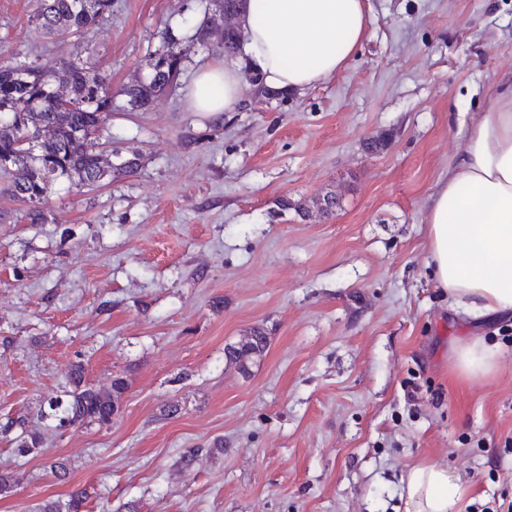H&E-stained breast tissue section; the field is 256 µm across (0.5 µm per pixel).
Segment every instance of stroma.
<instances>
[{"mask_svg": "<svg viewBox=\"0 0 512 512\" xmlns=\"http://www.w3.org/2000/svg\"><path fill=\"white\" fill-rule=\"evenodd\" d=\"M39 0H0V48L55 67L30 23ZM343 71L302 93L250 80L235 111H192L215 62L196 51L175 93L116 112L106 147L140 171L58 190L46 221L0 194V512L85 490L87 512H400L401 479L445 463L466 512L512 502V318L470 326L435 287L427 203L478 112L512 82V0H367ZM193 0H112L88 35L120 86ZM335 194L330 215L297 201ZM291 208H284V201ZM256 327L246 367L224 349ZM499 350L488 376L451 374V344ZM86 382L127 389L109 425L40 416ZM40 447L26 456L24 433ZM60 462L65 475L51 473ZM268 347V336L264 329L257 327L250 332L249 338L236 345L224 349L226 361L239 364L242 368L255 357H260Z\"/></svg>", "mask_w": 512, "mask_h": 512, "instance_id": "obj_1", "label": "stroma"}]
</instances>
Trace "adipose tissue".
<instances>
[{
    "label": "adipose tissue",
    "instance_id": "adipose-tissue-1",
    "mask_svg": "<svg viewBox=\"0 0 512 512\" xmlns=\"http://www.w3.org/2000/svg\"><path fill=\"white\" fill-rule=\"evenodd\" d=\"M246 67L218 61L187 92L193 111L221 115L244 94V71L269 89L301 92L341 72L366 35V0H245L239 16ZM432 276L472 318L512 312V84L470 127L465 145L429 198ZM458 373L493 372L498 354L482 337L451 348ZM471 493L448 466L411 467L403 512H462Z\"/></svg>",
    "mask_w": 512,
    "mask_h": 512
}]
</instances>
